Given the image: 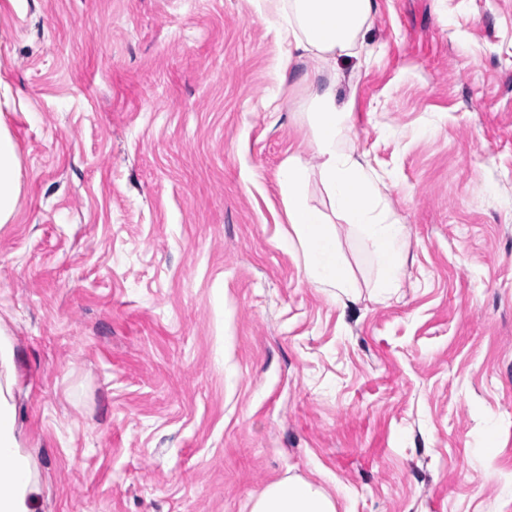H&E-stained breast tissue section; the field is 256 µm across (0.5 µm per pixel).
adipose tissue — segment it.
Masks as SVG:
<instances>
[{
    "label": "adipose tissue",
    "mask_w": 512,
    "mask_h": 512,
    "mask_svg": "<svg viewBox=\"0 0 512 512\" xmlns=\"http://www.w3.org/2000/svg\"><path fill=\"white\" fill-rule=\"evenodd\" d=\"M263 12L276 38L287 47L280 71L295 63L307 67L299 83L312 103L313 146L318 173L332 208L357 225L381 261L380 288L400 285L406 227L389 219L379 208L381 177L346 153L341 141L353 122L349 104L338 97L345 74L340 58H356L369 65L362 41L375 12V0H262ZM310 171L292 158L281 173V191L288 222L304 257L306 278L353 293L355 281L338 246L327 213L310 206L305 188ZM22 169L9 128L0 121V224L14 217L21 192ZM12 354L0 346V512H36L41 487L30 457L24 454L16 427L13 404ZM251 512H336L334 500L312 483L299 479L277 480L251 497Z\"/></svg>",
    "instance_id": "1"
}]
</instances>
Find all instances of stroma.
<instances>
[{"label": "stroma", "instance_id": "1", "mask_svg": "<svg viewBox=\"0 0 512 512\" xmlns=\"http://www.w3.org/2000/svg\"><path fill=\"white\" fill-rule=\"evenodd\" d=\"M376 3L339 96L406 227L396 294L306 187L349 300L285 238L280 174L317 160L259 0H0V323L37 512H250L288 477L337 512H512V0ZM22 169L9 128L0 118V224L14 217L21 192Z\"/></svg>", "mask_w": 512, "mask_h": 512}]
</instances>
